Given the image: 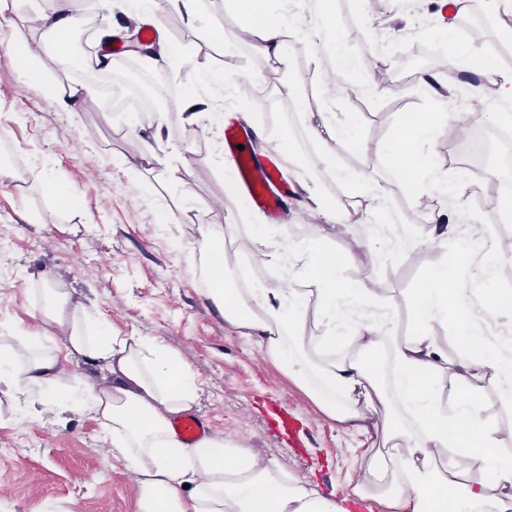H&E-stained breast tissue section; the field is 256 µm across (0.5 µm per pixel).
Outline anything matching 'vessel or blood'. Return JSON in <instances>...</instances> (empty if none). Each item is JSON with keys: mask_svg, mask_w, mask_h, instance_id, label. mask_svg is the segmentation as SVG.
<instances>
[{"mask_svg": "<svg viewBox=\"0 0 512 512\" xmlns=\"http://www.w3.org/2000/svg\"><path fill=\"white\" fill-rule=\"evenodd\" d=\"M250 137L249 130L233 125L224 129V149L232 154L241 166L237 174V188L249 207L262 211L271 221H278L284 213L286 199L293 185L284 178L276 163L262 161L249 155L244 146ZM178 437L188 446H196L210 433L208 423L191 413L173 425Z\"/></svg>", "mask_w": 512, "mask_h": 512, "instance_id": "1", "label": "vessel or blood"}]
</instances>
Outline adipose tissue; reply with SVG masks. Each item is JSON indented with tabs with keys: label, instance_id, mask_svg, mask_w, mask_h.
Returning <instances> with one entry per match:
<instances>
[{
	"label": "adipose tissue",
	"instance_id": "ef3b65f1",
	"mask_svg": "<svg viewBox=\"0 0 512 512\" xmlns=\"http://www.w3.org/2000/svg\"><path fill=\"white\" fill-rule=\"evenodd\" d=\"M229 2L254 52L281 58L292 27L289 0ZM332 6L333 0H317L309 32L346 72L352 60L340 46ZM463 121L458 112L424 114L401 125L380 146L378 160L402 166L440 206H449L457 198L454 182L432 170L422 147ZM362 236L371 249L383 238L398 252L424 243L419 225L387 217L365 225ZM448 258L409 295L404 326L392 296L345 283L341 272L351 255L327 258L315 240L289 239L263 253L289 287L252 279L244 288L215 286L210 297L227 321L259 332L268 359L294 373L324 414L381 445L365 464L361 497L398 512H512V457L500 452L498 423L479 393L492 386L499 406L512 410V335L496 330L499 319L512 316V299L480 288L508 259L490 230L476 248L468 236L458 237ZM43 296L50 325L64 334L67 350L106 360L115 381L100 386L78 379L62 387L58 356L31 337L23 366L12 346H0V394L15 400L35 390L45 406L92 409L113 457L138 476L134 512H342L306 479L259 460L236 441L211 438L186 446L172 422L190 410L195 388L179 355L146 337L112 334L93 313L71 308L67 289L48 283ZM312 315L324 323V335H305ZM451 321L462 344L454 360L438 336ZM381 342L391 364L386 381L362 358L336 353L341 343L372 351ZM313 348L320 361L309 359Z\"/></svg>",
	"mask_w": 512,
	"mask_h": 512
}]
</instances>
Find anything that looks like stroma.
<instances>
[{
    "instance_id": "1",
    "label": "stroma",
    "mask_w": 512,
    "mask_h": 512,
    "mask_svg": "<svg viewBox=\"0 0 512 512\" xmlns=\"http://www.w3.org/2000/svg\"><path fill=\"white\" fill-rule=\"evenodd\" d=\"M70 8L111 20L112 37L94 31L74 43L73 57L60 55L35 19L43 0H17L10 25L0 29V344L22 347L41 335L46 320L39 293L45 281L67 288L71 304L107 323L117 336H145L177 352L196 376L193 413L205 417L217 438L242 442L259 458L286 473L304 477L324 496L349 508L371 451L368 435L328 418L286 370L266 359L259 333H244L227 322L209 297L212 286L203 264L190 262L189 246L203 224L224 227L227 287L238 285L235 266L242 248L275 233L320 241L334 254L352 253L344 269L349 282H365L405 303L424 276L442 263V251L423 246L388 257L360 245L359 227L373 202L358 191L322 180L334 199L338 222L317 212L289 153L270 134L285 125L289 107L305 99L304 123L328 121L326 99H336L337 119L353 117L357 136L325 137L322 148L343 168L370 176L389 193L405 223L428 224L436 205L427 188L398 178L396 168L380 164L376 149L389 141L409 115L431 109L415 76L455 88L484 82L478 61L459 56L458 43L474 45L512 70V42L501 39L499 24L477 9L456 17L453 32L442 36L436 0H408L396 9L389 0H335L333 9L343 47L355 59L351 72H336L327 51L314 50L301 36L288 38L285 61L256 56L239 17L227 0H202L195 23L167 12L157 39L171 53L164 94L153 95L148 120L129 124L125 114L106 108L99 95L79 96L72 107L55 105L41 87L28 83L15 45L28 46L50 75L59 96L80 85L75 67L94 61L113 39L126 48L125 61L140 63L146 41L144 21L130 14L125 0H70ZM439 56L416 62L424 46ZM238 75L239 91L202 86L201 70ZM210 112L205 124L193 121L188 98ZM494 95L473 99L465 110L479 116L465 132H441L428 146L439 174L461 190L458 219L469 231L494 226L512 245V222L501 213L502 192L481 207L471 190L467 156L460 144L467 132L488 137L497 129ZM252 130L249 148L261 158H279L295 190L285 218L272 224L235 192L236 164L224 150L227 122ZM180 145L176 156L167 147ZM165 164H158V157ZM76 194L71 207L53 193ZM479 222H470V214ZM49 350L60 359L61 382L80 378L111 382L108 365L65 347L54 336ZM292 414L302 452L287 447L270 428L273 407ZM110 443L91 410L32 402L14 408L0 394V512H133L136 478L112 459Z\"/></svg>"
}]
</instances>
